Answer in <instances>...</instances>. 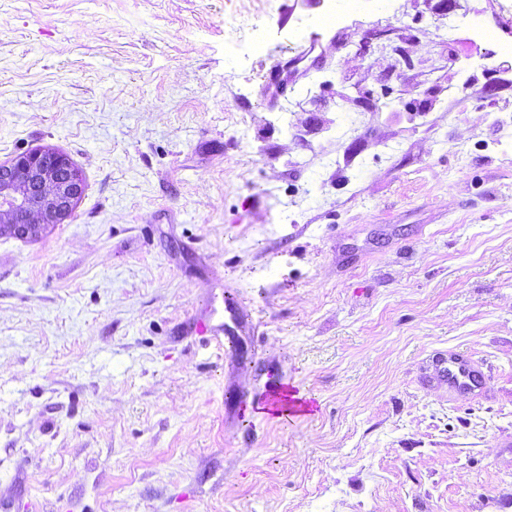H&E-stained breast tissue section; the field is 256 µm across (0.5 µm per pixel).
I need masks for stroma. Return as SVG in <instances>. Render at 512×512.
Segmentation results:
<instances>
[{"label": "stroma", "instance_id": "35a3bbf8", "mask_svg": "<svg viewBox=\"0 0 512 512\" xmlns=\"http://www.w3.org/2000/svg\"><path fill=\"white\" fill-rule=\"evenodd\" d=\"M505 41L512 0H0V162L84 184L0 235V503L512 512ZM433 376L439 382L448 384V390L468 393L478 389L481 376L468 362L459 355L449 353L447 360L435 364ZM260 412L277 417L276 414L291 410L293 415L307 410V403L301 399H294L288 393V388L278 386L268 391L258 408Z\"/></svg>", "mask_w": 512, "mask_h": 512}]
</instances>
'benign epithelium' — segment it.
Masks as SVG:
<instances>
[{"label":"benign epithelium","mask_w":512,"mask_h":512,"mask_svg":"<svg viewBox=\"0 0 512 512\" xmlns=\"http://www.w3.org/2000/svg\"><path fill=\"white\" fill-rule=\"evenodd\" d=\"M83 191L80 172L53 148L15 155L0 164V233L38 238L62 224Z\"/></svg>","instance_id":"7a95c632"}]
</instances>
